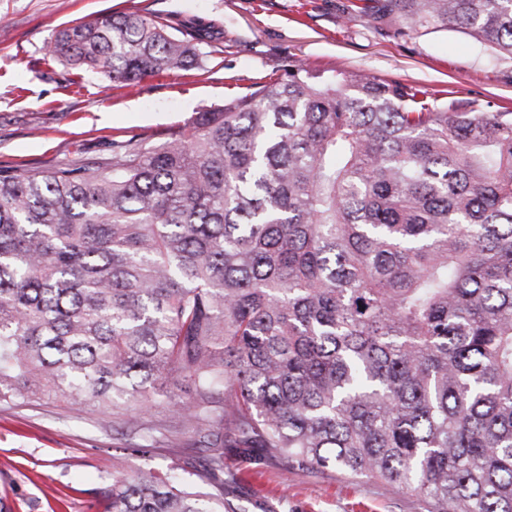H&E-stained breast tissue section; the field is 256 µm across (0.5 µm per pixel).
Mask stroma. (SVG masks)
I'll return each mask as SVG.
<instances>
[{
  "mask_svg": "<svg viewBox=\"0 0 512 512\" xmlns=\"http://www.w3.org/2000/svg\"><path fill=\"white\" fill-rule=\"evenodd\" d=\"M358 0H0V164L51 169L111 158L115 136L158 144L198 113L223 106L300 60L324 70L388 76L460 103L512 110V58L453 28L423 34L378 24ZM137 12L214 28L202 67L111 83L48 55L64 24ZM147 453L131 450L120 417L46 401L0 405V499L10 512H112L102 491L116 471L174 463L203 470L205 451L168 406L148 418ZM237 512H427L400 486L281 459L254 463L224 451Z\"/></svg>",
  "mask_w": 512,
  "mask_h": 512,
  "instance_id": "stroma-1",
  "label": "stroma"
}]
</instances>
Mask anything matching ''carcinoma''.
Listing matches in <instances>:
<instances>
[{
  "label": "carcinoma",
  "instance_id": "1",
  "mask_svg": "<svg viewBox=\"0 0 512 512\" xmlns=\"http://www.w3.org/2000/svg\"><path fill=\"white\" fill-rule=\"evenodd\" d=\"M512 56V0H362ZM211 25L67 24L48 53L130 82ZM302 62L159 146L0 165V405L158 399L211 451L116 471L112 512H233L224 449L396 483L430 512H512V112Z\"/></svg>",
  "mask_w": 512,
  "mask_h": 512
}]
</instances>
